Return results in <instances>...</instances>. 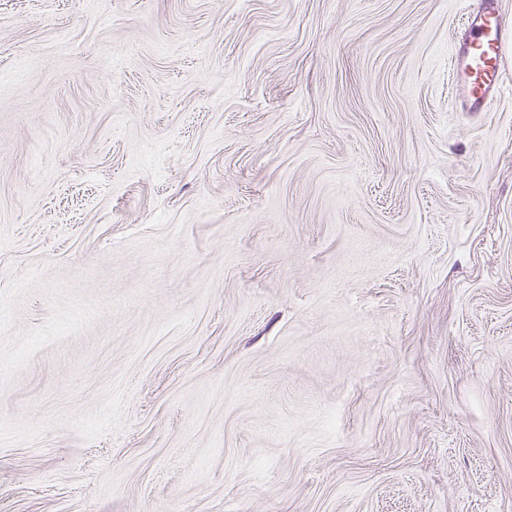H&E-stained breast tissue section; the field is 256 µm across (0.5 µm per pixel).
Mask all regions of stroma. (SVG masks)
<instances>
[{"instance_id": "35a3bbf8", "label": "stroma", "mask_w": 512, "mask_h": 512, "mask_svg": "<svg viewBox=\"0 0 512 512\" xmlns=\"http://www.w3.org/2000/svg\"><path fill=\"white\" fill-rule=\"evenodd\" d=\"M475 4L0 0V512H512Z\"/></svg>"}]
</instances>
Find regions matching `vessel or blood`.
<instances>
[{
	"label": "vessel or blood",
	"mask_w": 512,
	"mask_h": 512,
	"mask_svg": "<svg viewBox=\"0 0 512 512\" xmlns=\"http://www.w3.org/2000/svg\"><path fill=\"white\" fill-rule=\"evenodd\" d=\"M512 42V26L499 0H481L466 20L465 34L451 62L464 76L463 103L470 112L487 111L505 88L502 54Z\"/></svg>",
	"instance_id": "1"
}]
</instances>
